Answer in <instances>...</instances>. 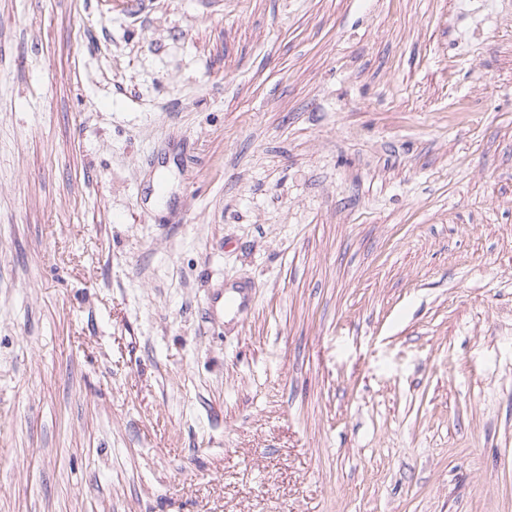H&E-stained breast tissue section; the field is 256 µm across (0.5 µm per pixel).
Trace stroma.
<instances>
[{"instance_id": "stroma-1", "label": "stroma", "mask_w": 512, "mask_h": 512, "mask_svg": "<svg viewBox=\"0 0 512 512\" xmlns=\"http://www.w3.org/2000/svg\"><path fill=\"white\" fill-rule=\"evenodd\" d=\"M223 2L0 0V512H512V0Z\"/></svg>"}]
</instances>
